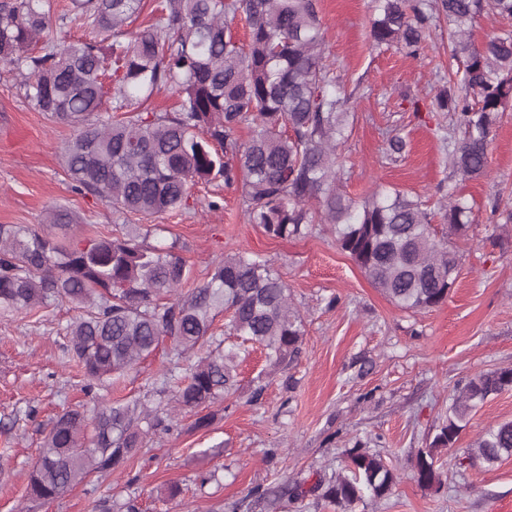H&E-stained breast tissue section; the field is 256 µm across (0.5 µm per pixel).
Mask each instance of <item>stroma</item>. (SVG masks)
Masks as SVG:
<instances>
[{
    "label": "stroma",
    "instance_id": "stroma-1",
    "mask_svg": "<svg viewBox=\"0 0 512 512\" xmlns=\"http://www.w3.org/2000/svg\"><path fill=\"white\" fill-rule=\"evenodd\" d=\"M337 77L355 91V122L341 153L346 190L361 198L395 188L427 200L438 230L450 182L442 136L449 123L435 96L448 80V21L436 15L425 48L375 46L372 0H318ZM404 154H386L392 136ZM70 126L50 120L0 68V224H40L49 208L71 212L84 239L115 226L148 233L149 244L175 243L207 278L210 265L246 249L269 260L287 283L304 336L297 357L273 366L253 350L236 386L214 404L184 410L174 429L149 435L123 470L89 476L61 496L32 500L28 474L51 419L85 403L83 371L69 352L67 328L80 314L68 301L38 313L0 311V512H273L264 493L301 486L281 512H335L317 491L319 477L341 472L348 449L380 453L399 474L391 493L353 512H512V457L495 467L465 460L490 427L512 421V390L473 411L455 454H441L440 490L421 488L411 467L475 375L512 366V103L500 114L483 178L458 182L472 207L457 239L461 269L447 300L419 312L387 300L336 245L333 225L304 239L280 240L248 223L239 191L194 188V206L154 216L121 214L77 193L64 165ZM500 194L499 215L488 206ZM218 209L210 210L206 201ZM168 343L123 376L99 384L112 402H159ZM208 427H197L202 416ZM209 483H202V476ZM177 496H170L171 487Z\"/></svg>",
    "mask_w": 512,
    "mask_h": 512
}]
</instances>
